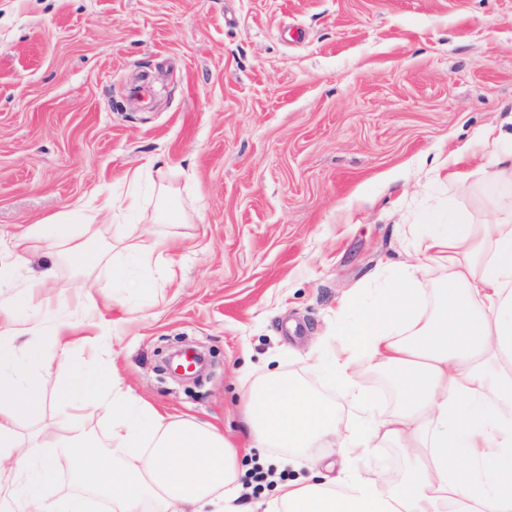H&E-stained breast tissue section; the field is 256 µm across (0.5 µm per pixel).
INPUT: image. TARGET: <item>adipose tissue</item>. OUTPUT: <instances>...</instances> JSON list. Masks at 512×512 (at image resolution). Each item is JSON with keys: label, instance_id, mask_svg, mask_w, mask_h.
Wrapping results in <instances>:
<instances>
[{"label": "adipose tissue", "instance_id": "1", "mask_svg": "<svg viewBox=\"0 0 512 512\" xmlns=\"http://www.w3.org/2000/svg\"><path fill=\"white\" fill-rule=\"evenodd\" d=\"M493 149L483 172L512 183V147L496 126L478 135ZM82 217L73 207L32 224L12 243L25 258L32 241L54 249L31 274L32 287L56 285L61 256L87 258L97 229L75 236ZM410 264L375 302L354 294L341 304V353L313 349L302 358L348 396L358 415L341 425L333 406L304 381L272 371L244 394L245 424L254 447L288 448L320 459L330 448L344 462L371 459L385 444L407 448L415 467L404 481L382 488L375 472L300 478L280 486L272 505L285 512H512V198L496 202L473 222L459 213L426 225L409 243ZM425 266L438 288L425 311L414 272ZM44 321L24 305H0V512H89L99 498L107 512H246L238 503V453L214 427L158 414L124 390L112 365L74 373L62 420L40 426L30 439L19 428L43 401L32 378L43 359L34 335ZM389 376L397 410L376 418L361 369ZM111 416L110 448L82 427L89 403ZM79 492L54 496L60 468Z\"/></svg>", "mask_w": 512, "mask_h": 512}]
</instances>
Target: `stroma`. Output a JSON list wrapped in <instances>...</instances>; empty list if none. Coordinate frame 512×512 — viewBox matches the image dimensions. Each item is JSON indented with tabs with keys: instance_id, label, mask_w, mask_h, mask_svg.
Masks as SVG:
<instances>
[{
	"instance_id": "1",
	"label": "stroma",
	"mask_w": 512,
	"mask_h": 512,
	"mask_svg": "<svg viewBox=\"0 0 512 512\" xmlns=\"http://www.w3.org/2000/svg\"><path fill=\"white\" fill-rule=\"evenodd\" d=\"M489 124L512 134V0H0V231L124 193L141 168L140 211L116 205L92 250L111 256L116 224L169 244L128 277L62 261L50 301L0 295L76 325L69 364L44 346L25 429L59 419L69 375L107 343L123 389L238 447L241 497L264 512L311 471L248 447L242 394L276 369L350 421L301 357L341 349L340 297L392 284L414 225L451 205L478 221L512 194L467 159V193L434 173ZM165 208L188 223H155ZM185 344L207 359L199 377L162 369Z\"/></svg>"
}]
</instances>
